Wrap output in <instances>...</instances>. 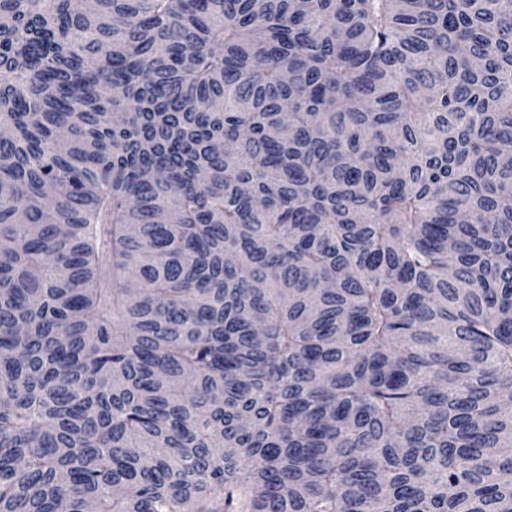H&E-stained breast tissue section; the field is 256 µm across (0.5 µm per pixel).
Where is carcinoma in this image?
I'll return each mask as SVG.
<instances>
[{"label":"carcinoma","instance_id":"cac0c4a2","mask_svg":"<svg viewBox=\"0 0 512 512\" xmlns=\"http://www.w3.org/2000/svg\"><path fill=\"white\" fill-rule=\"evenodd\" d=\"M0 512H512V0H0Z\"/></svg>","mask_w":512,"mask_h":512}]
</instances>
